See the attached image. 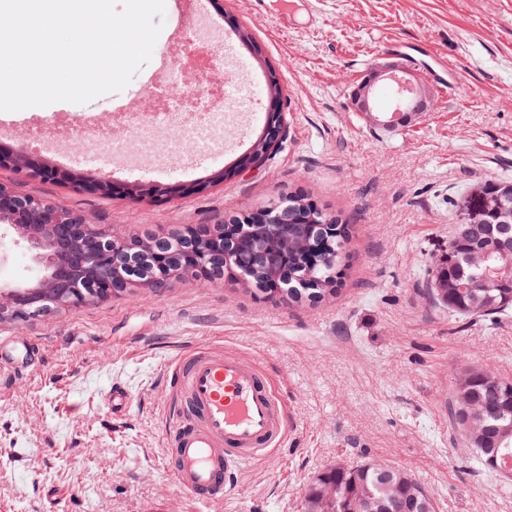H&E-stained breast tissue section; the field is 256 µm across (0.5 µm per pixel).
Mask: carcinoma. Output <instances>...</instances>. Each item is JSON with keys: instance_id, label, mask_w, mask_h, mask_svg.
<instances>
[{"instance_id": "obj_1", "label": "carcinoma", "mask_w": 512, "mask_h": 512, "mask_svg": "<svg viewBox=\"0 0 512 512\" xmlns=\"http://www.w3.org/2000/svg\"><path fill=\"white\" fill-rule=\"evenodd\" d=\"M268 153L265 137L258 136L252 152L237 160L235 169L247 166ZM507 180H489L478 183L451 203L455 224L448 242L457 244L451 262L434 265L431 284L437 303L448 309L454 320L461 323L474 317L497 318L512 313V299L502 296L497 278L512 277L507 265L496 254L497 244L512 240V226L506 224H471L462 218V205L486 192L496 193L498 187H507ZM288 210L286 224H259L260 212L233 215L222 224L186 226L159 237L146 233L118 245L109 267L113 281L122 287L112 290L119 296L135 288H161L175 281L195 279L199 267L209 270L217 282L233 284L243 277L251 284L256 298L281 296L288 305L314 306L328 295L338 291L342 268L345 265V247L349 227L340 215L309 204L302 192H291L274 200ZM473 246L488 250L485 267L477 268L469 262L466 253ZM71 305L94 302L106 297L96 283L77 276L73 280ZM512 380L499 377V382L476 379L465 389L454 385V396L449 413L456 431H461V420L467 413H486L490 426V444L493 451L473 448V458L483 469L495 474L512 473V393L507 387ZM411 474L395 468L392 473L372 461L355 467H333L314 478L304 489V512H318L324 506L322 488L325 482L336 483V497L340 500L368 496L385 502L402 492L397 486L398 476Z\"/></svg>"}]
</instances>
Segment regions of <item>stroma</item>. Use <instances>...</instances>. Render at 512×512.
Listing matches in <instances>:
<instances>
[{
  "label": "stroma",
  "instance_id": "stroma-1",
  "mask_svg": "<svg viewBox=\"0 0 512 512\" xmlns=\"http://www.w3.org/2000/svg\"><path fill=\"white\" fill-rule=\"evenodd\" d=\"M220 61L210 82L187 78L184 43L195 14L166 9L150 61L120 92L86 104L57 102L0 114V130L63 145L87 115L133 118L153 132L116 155L98 135L83 147L107 176L145 188L209 181L202 193L156 202L104 197L0 168V183L128 237L220 224L303 190L351 224L342 284L321 304L256 300L239 285L197 280L0 323V340L27 337L39 352L0 389V512H303V489L340 465L386 461L408 470L437 512H512V479L479 469L448 417L457 372L476 365L512 378V315L451 320L431 294L429 269L448 248L449 202L478 182L512 181V0H209ZM234 16L261 48L229 29ZM419 43L457 74L454 95L424 63L428 112L395 132L374 129L350 94L375 66L404 62L394 41ZM276 71L284 139L261 166L223 181L258 137ZM173 76L169 95L210 99L228 122L210 143L179 145L166 108L141 109L148 88ZM27 244L0 231V282L34 279ZM219 345L255 360L286 401L284 441L239 476L235 497L201 504L164 462L167 364L182 350ZM131 406L115 418L112 382ZM105 403L112 415H123L130 407V391L122 384L113 383L105 393Z\"/></svg>",
  "mask_w": 512,
  "mask_h": 512
}]
</instances>
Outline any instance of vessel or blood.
<instances>
[{
  "label": "vessel or blood",
  "mask_w": 512,
  "mask_h": 512,
  "mask_svg": "<svg viewBox=\"0 0 512 512\" xmlns=\"http://www.w3.org/2000/svg\"><path fill=\"white\" fill-rule=\"evenodd\" d=\"M0 357V383L23 372L33 355L24 338ZM170 402L164 434L166 467L175 482L201 503L226 501L234 479L285 439L289 421L283 398L252 361L213 347H191L167 367ZM105 403L111 414L127 412L131 394L112 384Z\"/></svg>",
  "instance_id": "b4317fda"
}]
</instances>
